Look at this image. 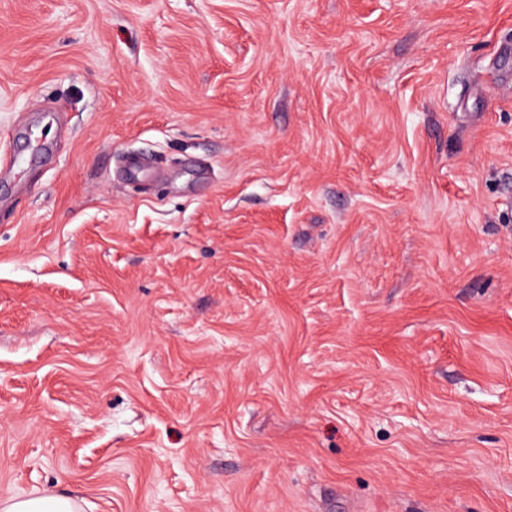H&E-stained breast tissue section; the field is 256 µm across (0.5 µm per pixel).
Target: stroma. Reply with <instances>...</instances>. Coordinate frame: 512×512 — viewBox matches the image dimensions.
<instances>
[{"instance_id":"1","label":"stroma","mask_w":512,"mask_h":512,"mask_svg":"<svg viewBox=\"0 0 512 512\" xmlns=\"http://www.w3.org/2000/svg\"><path fill=\"white\" fill-rule=\"evenodd\" d=\"M0 504L512 512V0H0ZM77 510V502L71 495L57 492L13 501L1 509L3 512H77Z\"/></svg>"}]
</instances>
